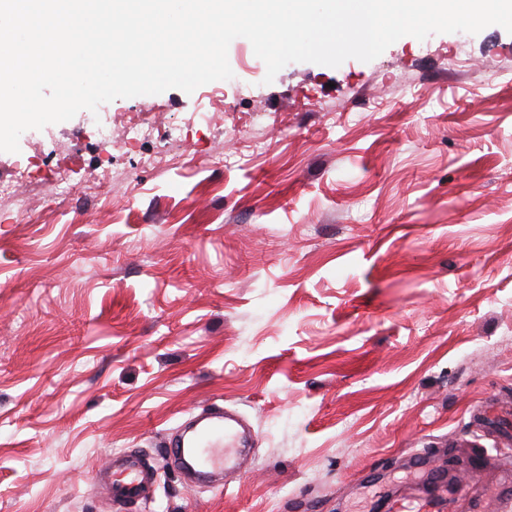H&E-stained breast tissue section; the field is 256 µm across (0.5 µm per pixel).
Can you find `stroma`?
Returning <instances> with one entry per match:
<instances>
[{"instance_id":"obj_1","label":"stroma","mask_w":512,"mask_h":512,"mask_svg":"<svg viewBox=\"0 0 512 512\" xmlns=\"http://www.w3.org/2000/svg\"><path fill=\"white\" fill-rule=\"evenodd\" d=\"M228 61L0 152L31 211L0 200V512H512V447L470 420L512 399V34L269 84L247 39ZM62 169L79 196L49 197ZM214 403L252 462L191 484L164 442ZM130 451L155 480L124 502L103 474Z\"/></svg>"}]
</instances>
